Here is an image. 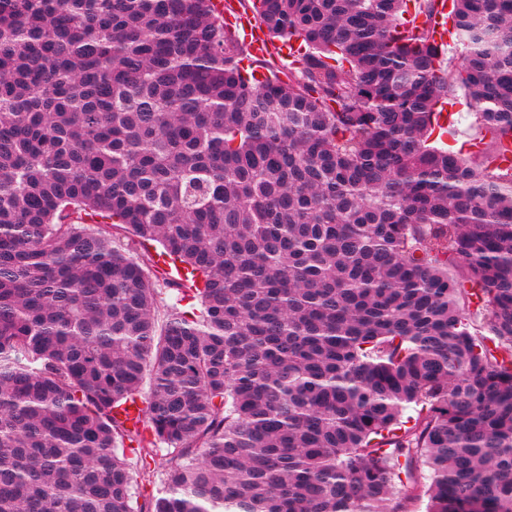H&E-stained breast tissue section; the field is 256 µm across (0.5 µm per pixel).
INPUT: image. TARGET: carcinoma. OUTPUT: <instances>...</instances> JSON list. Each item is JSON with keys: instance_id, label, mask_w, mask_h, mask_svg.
Segmentation results:
<instances>
[{"instance_id": "cac0c4a2", "label": "carcinoma", "mask_w": 512, "mask_h": 512, "mask_svg": "<svg viewBox=\"0 0 512 512\" xmlns=\"http://www.w3.org/2000/svg\"><path fill=\"white\" fill-rule=\"evenodd\" d=\"M439 2L254 0L283 73L211 0H0V512H512V0L456 57ZM451 98L454 99L456 104L451 108L452 120L454 121V128L457 131L458 147L461 143L469 141L476 137L474 132L470 129L473 117L470 115L468 107L465 104L463 92L460 89L451 93Z\"/></svg>"}]
</instances>
